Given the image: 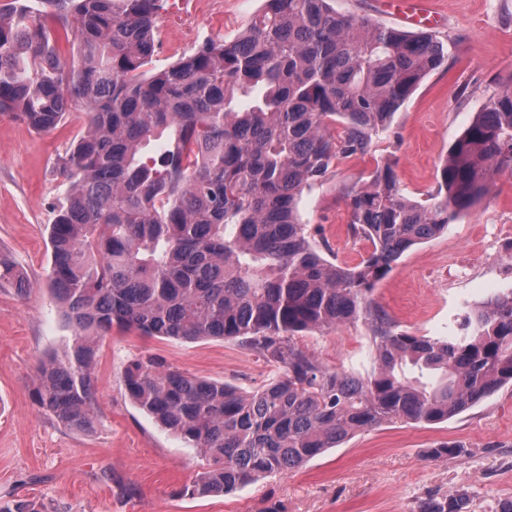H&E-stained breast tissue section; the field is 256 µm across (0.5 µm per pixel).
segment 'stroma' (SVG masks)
I'll return each instance as SVG.
<instances>
[{
    "label": "stroma",
    "instance_id": "1",
    "mask_svg": "<svg viewBox=\"0 0 512 512\" xmlns=\"http://www.w3.org/2000/svg\"><path fill=\"white\" fill-rule=\"evenodd\" d=\"M435 30L448 62L429 75L396 113L391 132L369 155L338 165L306 191L304 222L338 259L370 248L347 232L346 188L391 164L400 190L421 201L435 191L443 157L482 111L512 86V0H432ZM261 0H195L193 18L167 0L152 66L162 69L207 38L233 39ZM84 129L72 111L56 129L34 133L0 113V254L32 284L24 297L0 289V503L28 499L47 512H416L431 493L465 491L469 512H497L512 499V385L470 409L428 425L390 423L358 432L286 475H272L224 496L189 497L206 461L192 444L162 428L128 397L123 377L136 359L158 358L182 371L252 391L282 375L256 350L231 340L196 343L113 330L96 356L97 420L88 431L63 428L36 401V372L48 355L69 352L75 331L47 279V224L65 188L52 171L58 154ZM492 193L415 245L372 297L398 327L417 336L459 333L462 318L490 296L512 291V171L491 176ZM323 367L367 374L375 348L367 325L294 336ZM463 443L467 455L431 459L428 448Z\"/></svg>",
    "mask_w": 512,
    "mask_h": 512
}]
</instances>
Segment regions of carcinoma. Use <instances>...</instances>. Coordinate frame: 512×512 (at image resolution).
I'll return each mask as SVG.
<instances>
[{
    "instance_id": "cac0c4a2",
    "label": "carcinoma",
    "mask_w": 512,
    "mask_h": 512,
    "mask_svg": "<svg viewBox=\"0 0 512 512\" xmlns=\"http://www.w3.org/2000/svg\"><path fill=\"white\" fill-rule=\"evenodd\" d=\"M164 0H9L0 5V112L36 132L74 106L85 130L53 172L48 280L75 328L71 352L37 369L40 409L67 429L96 419L97 343L118 325L183 342L243 339L282 377L252 392L134 360L130 400L207 459L191 496L227 495L288 474L359 431L438 424L512 385V292L466 315L451 339L398 331L373 287L414 245L435 238L512 170V89L489 98L419 202L378 166L345 193L348 231L371 244L355 264L324 256L303 223V193L370 152L400 106L448 61L426 31L341 15L331 0H262L232 41L209 39L149 69ZM73 49L61 57L60 41ZM262 95L243 109L241 96ZM162 139L156 157L144 155ZM31 284L0 255V288ZM363 321L375 344L366 376L323 367L291 344L300 332ZM468 453L446 441L431 459ZM462 492L418 512H467ZM0 512H43L13 500Z\"/></svg>"
}]
</instances>
